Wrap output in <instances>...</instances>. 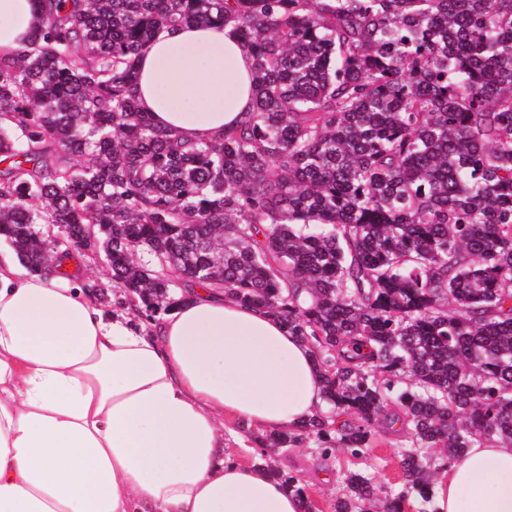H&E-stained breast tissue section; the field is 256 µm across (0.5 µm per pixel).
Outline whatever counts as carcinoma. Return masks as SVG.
Listing matches in <instances>:
<instances>
[{
	"label": "carcinoma",
	"instance_id": "cac0c4a2",
	"mask_svg": "<svg viewBox=\"0 0 512 512\" xmlns=\"http://www.w3.org/2000/svg\"><path fill=\"white\" fill-rule=\"evenodd\" d=\"M37 2L32 48H0V236L30 272L89 237L151 320L199 286L285 323L327 409L258 444L404 440L402 487L349 470L334 512L381 492L436 512L440 471L512 444V0ZM198 22L234 24L254 64L217 143L135 95L136 56Z\"/></svg>",
	"mask_w": 512,
	"mask_h": 512
}]
</instances>
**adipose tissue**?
<instances>
[{
  "label": "adipose tissue",
  "mask_w": 512,
  "mask_h": 512,
  "mask_svg": "<svg viewBox=\"0 0 512 512\" xmlns=\"http://www.w3.org/2000/svg\"><path fill=\"white\" fill-rule=\"evenodd\" d=\"M40 26L36 0H0V47ZM136 68L141 111L181 141L220 140L252 109L232 25L161 32ZM323 406L308 345L263 310L198 288L148 331L0 250V512H305V495L233 458L222 427L291 431ZM435 505L512 512V446L467 449Z\"/></svg>",
  "instance_id": "ef3b65f1"
}]
</instances>
